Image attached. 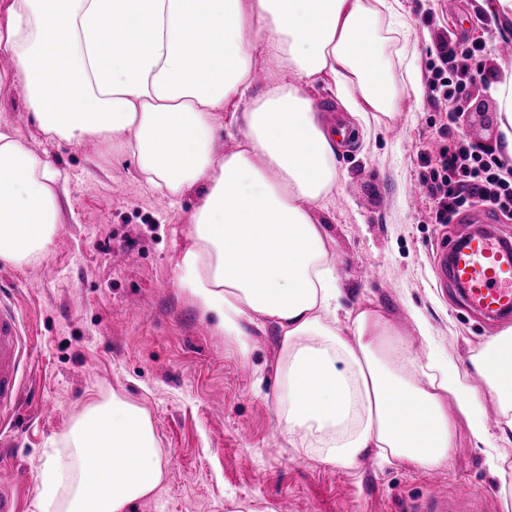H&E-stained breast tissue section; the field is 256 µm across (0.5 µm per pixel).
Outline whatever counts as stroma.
I'll list each match as a JSON object with an SVG mask.
<instances>
[{
    "label": "stroma",
    "mask_w": 512,
    "mask_h": 512,
    "mask_svg": "<svg viewBox=\"0 0 512 512\" xmlns=\"http://www.w3.org/2000/svg\"><path fill=\"white\" fill-rule=\"evenodd\" d=\"M399 11L411 27L404 51L388 42V19L375 29L399 107L394 119L354 122L355 138L339 149L333 198L316 219L330 237L341 305L377 310L419 356L432 352L464 369L505 326L469 316L439 281L436 247L458 227L434 222L419 185L427 173L421 156L448 123L496 156L504 151L493 87L461 92L451 115L424 87L438 35L461 50L476 36L491 45L512 39V17L484 0H399ZM412 77L421 94L409 89ZM25 110L17 81L0 95V113L62 171L67 195L62 243L47 259L0 261V294L19 302L34 338L22 402L0 426V484L16 487L22 512H37L34 476L44 448L62 440L91 399L112 395L148 412L166 466L164 483L136 512H232L235 502L260 512H401L434 487L482 493L487 512H506L502 484L463 422L450 467L427 472L372 454L340 469L288 445L276 425L275 331H253L251 355L242 359L176 285L196 193L167 201L111 143L46 140L31 120H19ZM413 182L418 192H408Z\"/></svg>",
    "instance_id": "obj_1"
}]
</instances>
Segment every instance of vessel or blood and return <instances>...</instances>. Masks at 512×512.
Here are the masks:
<instances>
[{
  "instance_id": "b4317fda",
  "label": "vessel or blood",
  "mask_w": 512,
  "mask_h": 512,
  "mask_svg": "<svg viewBox=\"0 0 512 512\" xmlns=\"http://www.w3.org/2000/svg\"><path fill=\"white\" fill-rule=\"evenodd\" d=\"M464 229L450 245L437 248L441 277L450 278L462 293L465 306L493 322L512 319V240L496 230L492 209L481 206L458 216ZM32 338L14 299H0V414L9 415L22 394ZM407 512H483V497L430 491L412 502Z\"/></svg>"
}]
</instances>
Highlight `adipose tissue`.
Returning <instances> with one entry per match:
<instances>
[{
	"label": "adipose tissue",
	"mask_w": 512,
	"mask_h": 512,
	"mask_svg": "<svg viewBox=\"0 0 512 512\" xmlns=\"http://www.w3.org/2000/svg\"><path fill=\"white\" fill-rule=\"evenodd\" d=\"M393 12L391 0H10L0 49L43 136L111 140L170 198L196 191L176 284L241 356L252 330L278 331L276 417L288 444L347 470L373 452L432 471L448 465L458 418L480 443L512 434V328L462 370L433 355L419 365L376 310L341 312L329 236L314 219L336 187V137L302 92L327 76L350 116H392L396 81L374 23ZM259 68L295 81L251 95ZM60 180L0 114L1 261L50 255ZM488 393L501 413L493 428ZM163 480L147 412L93 401L49 449L36 508L134 512Z\"/></svg>",
	"instance_id": "obj_1"
}]
</instances>
